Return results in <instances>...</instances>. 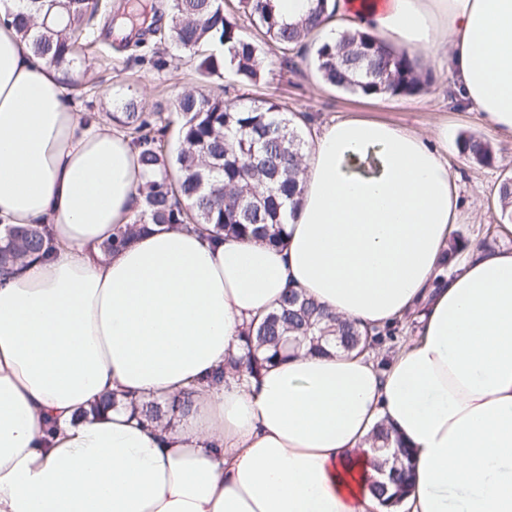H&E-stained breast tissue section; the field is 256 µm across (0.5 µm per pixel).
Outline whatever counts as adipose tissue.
I'll list each match as a JSON object with an SVG mask.
<instances>
[{
	"mask_svg": "<svg viewBox=\"0 0 512 512\" xmlns=\"http://www.w3.org/2000/svg\"><path fill=\"white\" fill-rule=\"evenodd\" d=\"M18 10L0 0V234L44 224L52 246L0 270V512H386L382 425L411 455L398 512H512V249L440 278L460 216L443 130L324 126L278 245L154 225L107 252L138 151L78 111ZM347 28L422 51L512 137V0H336L321 34ZM288 288L370 344L224 372Z\"/></svg>",
	"mask_w": 512,
	"mask_h": 512,
	"instance_id": "1",
	"label": "adipose tissue"
}]
</instances>
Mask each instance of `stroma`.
Here are the masks:
<instances>
[{
	"mask_svg": "<svg viewBox=\"0 0 512 512\" xmlns=\"http://www.w3.org/2000/svg\"><path fill=\"white\" fill-rule=\"evenodd\" d=\"M264 58L266 65L257 83L229 74L204 80L195 73L188 55L173 46L150 39L131 53L112 32H94L76 63L80 84L66 87L65 92L104 118L118 114L130 101L148 112L160 108L169 113L181 93L223 87L229 100L247 104L271 98L291 111L306 113L318 127L346 117L386 121L424 132L443 126L448 131V161L461 175L458 247L464 250L484 241L496 249L512 245L511 239L493 234L496 225L512 224V212L500 209L495 200L498 183L512 175V138L482 123L467 104L452 102L450 79L435 72L423 95L369 99L327 87L303 57H295L289 65L283 63L275 46H265ZM468 135L490 142L495 152L492 163L479 164L458 153L460 139Z\"/></svg>",
	"mask_w": 512,
	"mask_h": 512,
	"instance_id": "35a3bbf8",
	"label": "stroma"
}]
</instances>
